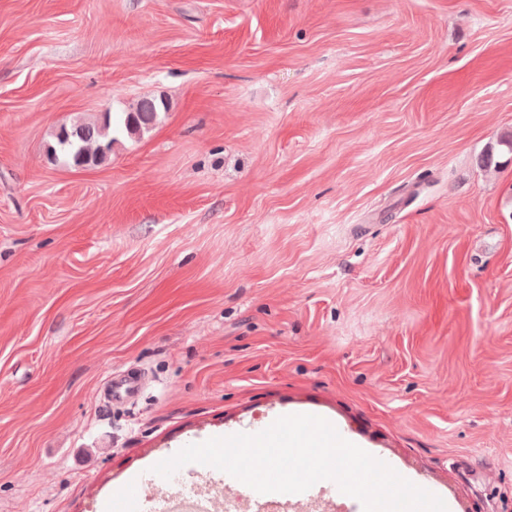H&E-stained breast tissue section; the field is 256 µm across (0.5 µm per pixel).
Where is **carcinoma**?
<instances>
[{"label":"carcinoma","mask_w":512,"mask_h":512,"mask_svg":"<svg viewBox=\"0 0 512 512\" xmlns=\"http://www.w3.org/2000/svg\"><path fill=\"white\" fill-rule=\"evenodd\" d=\"M162 110H168L165 100L143 98L116 117L104 112L93 122L78 118L56 130L53 134L55 145L48 148L49 154L54 161L68 166H98L107 160L112 146L117 143L112 133L120 132L131 139H140L154 129Z\"/></svg>","instance_id":"carcinoma-1"}]
</instances>
